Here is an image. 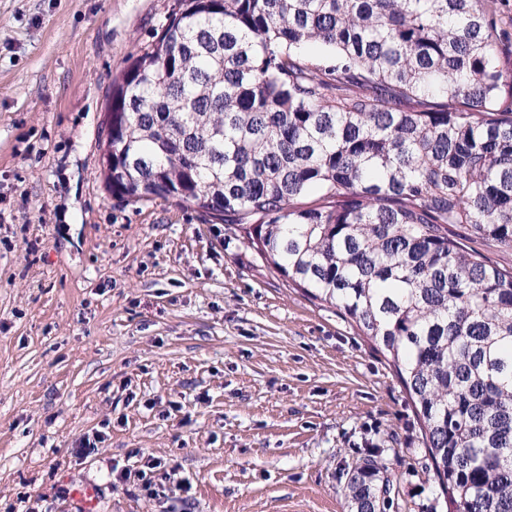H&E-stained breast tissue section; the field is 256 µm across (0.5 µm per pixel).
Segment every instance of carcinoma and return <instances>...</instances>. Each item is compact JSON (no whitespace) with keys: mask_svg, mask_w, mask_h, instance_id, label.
I'll list each match as a JSON object with an SVG mask.
<instances>
[{"mask_svg":"<svg viewBox=\"0 0 512 512\" xmlns=\"http://www.w3.org/2000/svg\"><path fill=\"white\" fill-rule=\"evenodd\" d=\"M494 0H173L112 81L101 175L234 224L416 408L448 512H512V51ZM466 230L461 239L456 229ZM389 467L349 473L386 512Z\"/></svg>","mask_w":512,"mask_h":512,"instance_id":"carcinoma-1","label":"carcinoma"}]
</instances>
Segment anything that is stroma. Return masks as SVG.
<instances>
[{"instance_id":"35a3bbf8","label":"stroma","mask_w":512,"mask_h":512,"mask_svg":"<svg viewBox=\"0 0 512 512\" xmlns=\"http://www.w3.org/2000/svg\"><path fill=\"white\" fill-rule=\"evenodd\" d=\"M171 2L0 0V512H76L86 485L97 512H349L374 450L386 512H446L406 390L339 310L234 225L106 189L112 79ZM152 457L160 497L113 487Z\"/></svg>"}]
</instances>
